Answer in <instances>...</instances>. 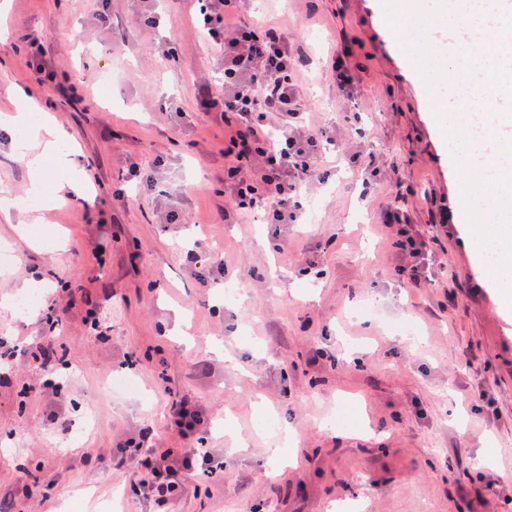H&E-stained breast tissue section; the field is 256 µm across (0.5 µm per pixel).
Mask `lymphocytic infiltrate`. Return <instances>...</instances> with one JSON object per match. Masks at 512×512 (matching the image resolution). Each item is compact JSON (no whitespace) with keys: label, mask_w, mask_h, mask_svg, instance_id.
<instances>
[{"label":"lymphocytic infiltrate","mask_w":512,"mask_h":512,"mask_svg":"<svg viewBox=\"0 0 512 512\" xmlns=\"http://www.w3.org/2000/svg\"><path fill=\"white\" fill-rule=\"evenodd\" d=\"M242 8L243 0H196L197 29L221 51L224 67L223 81L207 86L201 103L232 129L226 152L236 163L227 177L237 208L261 212L269 224H294L300 218L298 199L313 184L335 131L306 115L287 34L245 20ZM245 163L255 165V178L242 176ZM383 218L396 230L399 279L412 288L430 283L433 252L421 226L393 206ZM130 458L145 473L140 494L160 505L185 489L191 472L214 464L209 451L194 445L134 452Z\"/></svg>","instance_id":"1"}]
</instances>
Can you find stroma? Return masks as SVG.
I'll use <instances>...</instances> for the list:
<instances>
[{"label": "stroma", "instance_id": "1", "mask_svg": "<svg viewBox=\"0 0 512 512\" xmlns=\"http://www.w3.org/2000/svg\"><path fill=\"white\" fill-rule=\"evenodd\" d=\"M6 2L0 115L21 109L15 85L47 104L96 201L70 199L37 224L0 221L14 256L0 270V341L15 351L0 365V512H159L133 490L138 467L118 459L145 428L158 447L182 446L175 397L194 403L223 468L191 475L170 512H512V314L473 260L449 145L381 0L247 4L246 17L287 30L312 121L378 171L367 189L363 167L325 163L302 197L304 224L230 205V129L198 102L222 63L194 0H158L154 25L140 0ZM26 34L56 85L36 86ZM170 42L173 65L161 58ZM346 47L358 84L345 103L327 61ZM132 164L155 187L123 191ZM28 186L0 129V190ZM390 204L444 263L426 287L394 272ZM171 210L182 223L166 222ZM34 278L40 305L8 313ZM228 284L246 301H226ZM52 307L67 310L53 330ZM268 413L293 428L298 466L267 458Z\"/></svg>", "mask_w": 512, "mask_h": 512}]
</instances>
